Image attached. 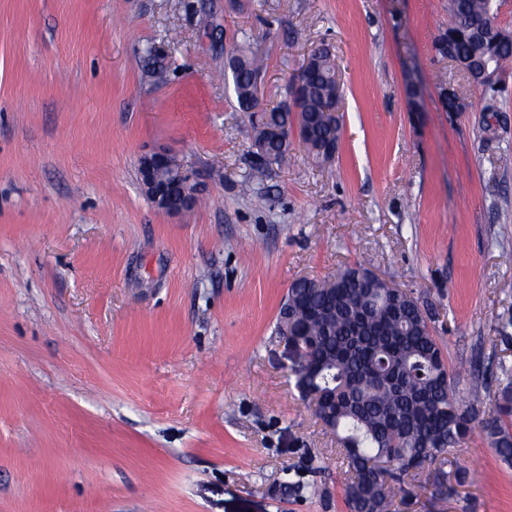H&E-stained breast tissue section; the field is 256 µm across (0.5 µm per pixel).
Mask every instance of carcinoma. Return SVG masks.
I'll use <instances>...</instances> for the list:
<instances>
[{
    "mask_svg": "<svg viewBox=\"0 0 512 512\" xmlns=\"http://www.w3.org/2000/svg\"><path fill=\"white\" fill-rule=\"evenodd\" d=\"M448 27L434 40L442 57L469 59L497 67L512 59V40L494 43L486 23L496 20L492 0H448ZM261 59L251 49L230 58L239 109L254 117L260 105L251 96L252 75ZM300 88L304 123L299 137L309 158L324 161L323 146L338 136L324 113L338 98L336 63L318 50ZM294 115L285 104L262 110L254 134L261 140L252 165L263 178L283 158L288 145L264 136V129L291 130ZM310 356L309 370L289 376L303 397L318 400L321 412L343 448L351 477L345 494L352 512H392L405 492L393 471L409 474L443 463L472 433V405L460 398L453 375L433 336L429 316L413 293L378 279L362 267H346L324 279L288 289V318L279 321ZM499 390L495 410L481 422L488 445L512 464V375Z\"/></svg>",
    "mask_w": 512,
    "mask_h": 512,
    "instance_id": "obj_1",
    "label": "carcinoma"
}]
</instances>
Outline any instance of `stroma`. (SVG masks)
<instances>
[{"label": "stroma", "mask_w": 512, "mask_h": 512, "mask_svg": "<svg viewBox=\"0 0 512 512\" xmlns=\"http://www.w3.org/2000/svg\"><path fill=\"white\" fill-rule=\"evenodd\" d=\"M447 25L448 0H0V512H350L278 330L294 280L346 265L412 291L457 393L492 407L512 370V340H487L512 321V61L487 96L436 53ZM244 43L266 106L319 47L342 91L334 157L311 167L293 140L246 191ZM155 150L201 204L152 205ZM408 485L397 512H512L478 429ZM167 166L171 169L162 170L160 177L172 184L177 194L181 193L183 189L186 193L187 188L179 183L177 180V172L172 170L173 168H176L181 177L186 178L187 183H194L198 188V179L192 170L180 166V162H177L171 153L154 152L141 156L138 163L140 182L146 197L156 208L172 214L192 208L195 202L194 199L191 198H184L183 202L178 207L171 206L166 188L159 183L157 177V173Z\"/></svg>", "instance_id": "obj_1"}]
</instances>
